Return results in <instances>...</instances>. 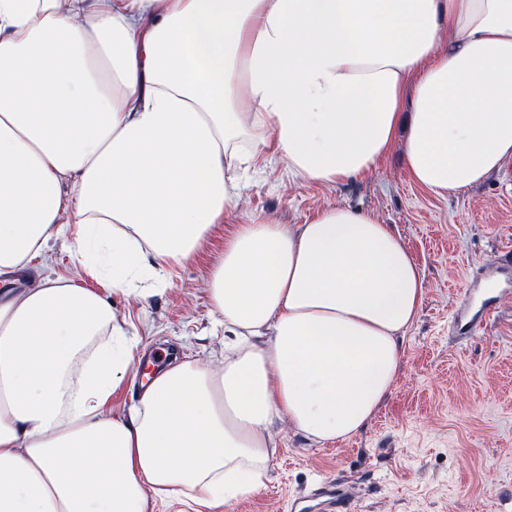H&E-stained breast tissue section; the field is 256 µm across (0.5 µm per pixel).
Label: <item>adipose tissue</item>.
<instances>
[{"mask_svg": "<svg viewBox=\"0 0 512 512\" xmlns=\"http://www.w3.org/2000/svg\"><path fill=\"white\" fill-rule=\"evenodd\" d=\"M403 143L450 196L512 160V0H0V512H195L257 491L291 430L357 435L401 368L424 276L336 204L236 225L210 273L220 366L154 370L103 286L147 296L268 159L334 186ZM70 234L76 276L16 274Z\"/></svg>", "mask_w": 512, "mask_h": 512, "instance_id": "1", "label": "adipose tissue"}]
</instances>
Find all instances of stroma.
<instances>
[{
  "label": "stroma",
  "instance_id": "obj_1",
  "mask_svg": "<svg viewBox=\"0 0 512 512\" xmlns=\"http://www.w3.org/2000/svg\"><path fill=\"white\" fill-rule=\"evenodd\" d=\"M244 179L241 220L303 224L329 201L375 212L396 227L427 288L393 391L369 425L322 445L284 440L263 486L227 512H325L336 493L351 512H512V273L500 277L496 317L469 334L451 322L512 246V163L444 197L413 180L398 143L375 169L334 187L294 179L276 162ZM232 230L217 225L145 301L112 295L141 353L165 339L187 358L220 359L209 271Z\"/></svg>",
  "mask_w": 512,
  "mask_h": 512
}]
</instances>
